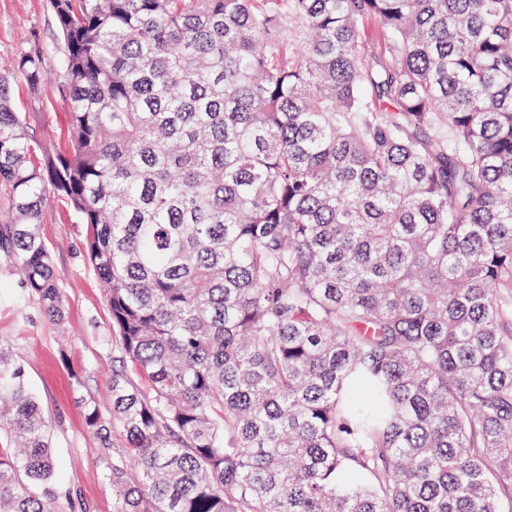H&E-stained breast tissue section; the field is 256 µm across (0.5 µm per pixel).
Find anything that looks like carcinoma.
Here are the masks:
<instances>
[{
	"label": "carcinoma",
	"mask_w": 512,
	"mask_h": 512,
	"mask_svg": "<svg viewBox=\"0 0 512 512\" xmlns=\"http://www.w3.org/2000/svg\"><path fill=\"white\" fill-rule=\"evenodd\" d=\"M51 8L72 148L30 160L10 86L41 108L33 32L0 71V253L59 324L50 197L86 226L113 512H505L512 0ZM2 430L0 512H58L1 343Z\"/></svg>",
	"instance_id": "1"
}]
</instances>
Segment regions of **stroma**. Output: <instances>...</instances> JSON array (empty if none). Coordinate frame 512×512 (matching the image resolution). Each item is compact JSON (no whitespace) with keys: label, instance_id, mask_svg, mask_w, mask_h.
Returning a JSON list of instances; mask_svg holds the SVG:
<instances>
[{"label":"stroma","instance_id":"1","mask_svg":"<svg viewBox=\"0 0 512 512\" xmlns=\"http://www.w3.org/2000/svg\"><path fill=\"white\" fill-rule=\"evenodd\" d=\"M39 32L56 67L59 38L49 0H0V54L22 47L25 35ZM44 107L32 113L37 142L67 147V102L55 83L43 91ZM64 293L66 324L46 318L36 296L24 287L11 258L0 254V341L11 345L38 395L60 467L54 484L59 512H112V487L103 477L110 462L84 421L78 395L105 397L112 375V322L107 291L85 252V225L76 223L61 199H51L39 226ZM81 391H74V381Z\"/></svg>","mask_w":512,"mask_h":512}]
</instances>
